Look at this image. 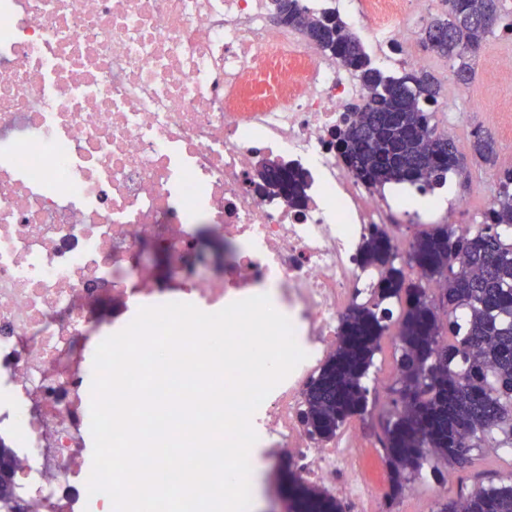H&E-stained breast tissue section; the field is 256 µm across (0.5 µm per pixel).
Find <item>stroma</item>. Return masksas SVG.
Masks as SVG:
<instances>
[{
	"instance_id": "stroma-1",
	"label": "stroma",
	"mask_w": 512,
	"mask_h": 512,
	"mask_svg": "<svg viewBox=\"0 0 512 512\" xmlns=\"http://www.w3.org/2000/svg\"><path fill=\"white\" fill-rule=\"evenodd\" d=\"M512 49V38L503 31H495L484 42L473 60L475 77L465 88L447 78L445 59L426 53L427 70L442 85V93L433 106L432 124L441 130H453L459 151L464 156L463 173L451 175L455 196L468 207L473 223H480L484 210L478 187L485 177L496 173L495 165L474 157L472 142L476 131L489 133L497 152H504L512 144V77L501 74L494 66L498 55ZM500 105L502 113L497 123L485 120L484 114L492 105ZM261 462L259 490L265 503L263 512H306L305 504L311 498H323L322 490L311 487L301 479L284 448H259L255 451ZM452 467L439 463L437 470H424L422 476L409 482L391 512H436L438 501L457 495L455 484L449 483ZM468 475L483 485H500L512 477V454L496 448H486Z\"/></svg>"
}]
</instances>
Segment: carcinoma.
I'll return each mask as SVG.
<instances>
[{
    "label": "carcinoma",
    "instance_id": "1",
    "mask_svg": "<svg viewBox=\"0 0 512 512\" xmlns=\"http://www.w3.org/2000/svg\"><path fill=\"white\" fill-rule=\"evenodd\" d=\"M448 18H432L423 47L452 63L455 81L471 83L472 47L481 45L499 18L501 0H448ZM288 25L327 55L359 68L367 90L354 119L336 128L333 145L364 182L434 188L461 166L455 139L431 125L427 105L441 84L427 72L389 75L372 65L360 40L343 32L325 11L308 22L300 0H274ZM475 157L495 154L493 139L475 135ZM363 259L379 270L374 298L351 305L342 317L336 349L308 385L304 423L323 440L368 412L364 384L401 306L393 338L398 372L392 409L381 420L383 453L394 500L423 462L433 456L465 467L482 448L512 451V169L472 231L431 224L400 253L383 229L363 245ZM438 284L439 296L432 297ZM438 512H512V482L476 486L442 504Z\"/></svg>",
    "mask_w": 512,
    "mask_h": 512
}]
</instances>
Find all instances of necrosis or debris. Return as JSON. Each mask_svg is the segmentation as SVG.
I'll return each instance as SVG.
<instances>
[{"mask_svg": "<svg viewBox=\"0 0 512 512\" xmlns=\"http://www.w3.org/2000/svg\"><path fill=\"white\" fill-rule=\"evenodd\" d=\"M335 12L373 62L424 67L412 44L428 0H302ZM272 0H0V444L30 512L88 501L84 390L102 300L163 304L142 245L165 252L172 301L213 313L275 290L301 362L252 417L340 512H377L368 422L322 440L305 392L342 315L379 278L361 259L406 215L465 226L459 203L413 212L356 178L332 133L366 91L355 67L271 22ZM302 174L298 200L266 170ZM230 251L198 272L199 225Z\"/></svg>", "mask_w": 512, "mask_h": 512, "instance_id": "necrosis-or-debris-1", "label": "necrosis or debris"}]
</instances>
